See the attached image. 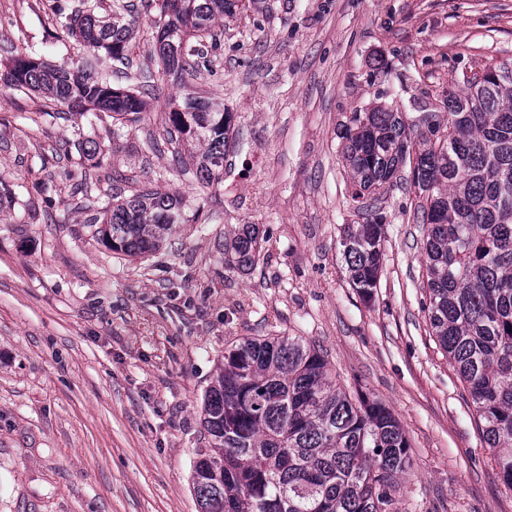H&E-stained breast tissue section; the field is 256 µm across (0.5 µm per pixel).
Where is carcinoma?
<instances>
[{
	"mask_svg": "<svg viewBox=\"0 0 512 512\" xmlns=\"http://www.w3.org/2000/svg\"><path fill=\"white\" fill-rule=\"evenodd\" d=\"M242 0H163L155 51L164 72L184 81L209 68L215 24ZM100 0L54 10L62 38L86 53L57 64L17 52L0 87L41 95L80 115L110 112L136 121L139 94L114 88L97 72L98 53L128 59L129 29L99 16ZM481 81L448 91L446 118L411 139L402 113L377 105L353 112L341 131L353 197L375 196L410 167L424 228L432 335L448 355L473 403L482 439L512 489V60L483 66ZM167 117L193 147L199 182L224 172L231 113L210 98L172 96ZM183 221L179 196L159 189L97 206L98 239L138 257L158 250ZM252 224L224 242L228 263L255 262ZM383 218L343 225L340 245L351 287L364 298L377 287ZM193 485L199 512H396L394 494L413 466L399 420L380 401L336 383L325 355L301 336L244 337L224 350L206 391Z\"/></svg>",
	"mask_w": 512,
	"mask_h": 512,
	"instance_id": "cac0c4a2",
	"label": "carcinoma"
}]
</instances>
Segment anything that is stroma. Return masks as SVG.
<instances>
[{
    "instance_id": "1",
    "label": "stroma",
    "mask_w": 512,
    "mask_h": 512,
    "mask_svg": "<svg viewBox=\"0 0 512 512\" xmlns=\"http://www.w3.org/2000/svg\"><path fill=\"white\" fill-rule=\"evenodd\" d=\"M117 88L146 89L140 121L81 117L0 89V512H198L192 465L201 403L224 351L246 336H301L337 381L381 400L411 443L398 512H512V490L471 399L431 334L423 232L409 182L376 206L384 257L371 299L351 288L342 225L364 222L339 132L351 112L399 109L410 134L465 72L512 59V0H259L217 25L212 70L175 83L150 48L158 4L129 15ZM53 0H0V67L23 46L54 62ZM153 74L143 87L141 72ZM233 113L224 174L200 184L165 135L171 96ZM100 146L102 160L80 153ZM183 198L185 221L154 253L105 247L90 219L113 179ZM259 229L246 272L224 236Z\"/></svg>"
}]
</instances>
